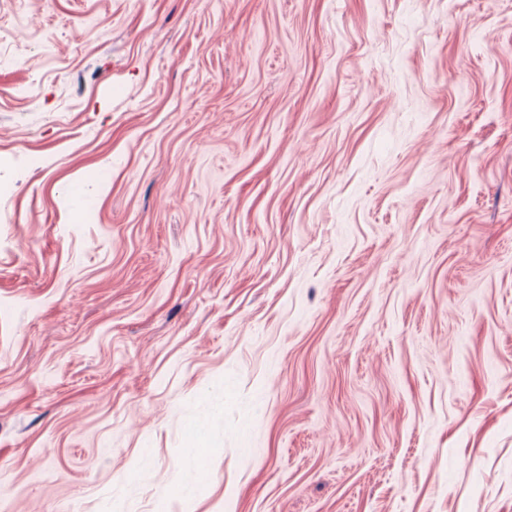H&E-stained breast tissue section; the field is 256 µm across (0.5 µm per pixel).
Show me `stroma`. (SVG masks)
<instances>
[{"mask_svg": "<svg viewBox=\"0 0 512 512\" xmlns=\"http://www.w3.org/2000/svg\"><path fill=\"white\" fill-rule=\"evenodd\" d=\"M0 512H512V0H0Z\"/></svg>", "mask_w": 512, "mask_h": 512, "instance_id": "35a3bbf8", "label": "stroma"}]
</instances>
